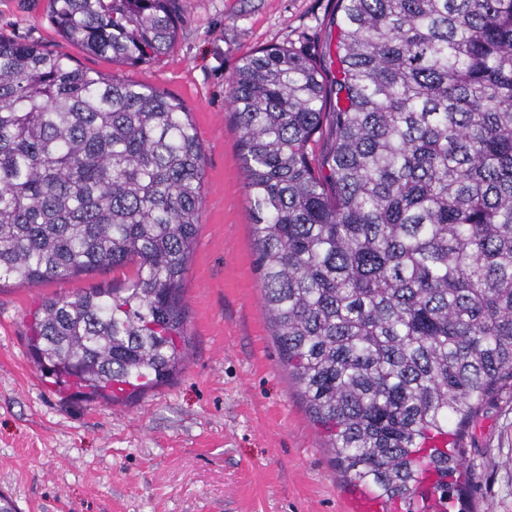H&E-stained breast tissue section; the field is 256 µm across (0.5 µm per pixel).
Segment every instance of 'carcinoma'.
Returning a JSON list of instances; mask_svg holds the SVG:
<instances>
[{
  "mask_svg": "<svg viewBox=\"0 0 512 512\" xmlns=\"http://www.w3.org/2000/svg\"><path fill=\"white\" fill-rule=\"evenodd\" d=\"M337 5L328 61L267 47L231 79L261 300L350 484L451 512L464 449L426 442L512 382V0ZM48 17L135 66L180 26L173 0ZM202 160L177 99L0 36V279L132 269L42 303L30 347L55 382L118 398L180 370Z\"/></svg>",
  "mask_w": 512,
  "mask_h": 512,
  "instance_id": "carcinoma-1",
  "label": "carcinoma"
}]
</instances>
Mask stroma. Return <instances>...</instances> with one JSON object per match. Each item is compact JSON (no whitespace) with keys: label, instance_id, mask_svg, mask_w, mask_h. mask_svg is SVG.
Here are the masks:
<instances>
[{"label":"stroma","instance_id":"stroma-1","mask_svg":"<svg viewBox=\"0 0 512 512\" xmlns=\"http://www.w3.org/2000/svg\"><path fill=\"white\" fill-rule=\"evenodd\" d=\"M49 0H0V36L177 98L203 148L204 196L185 274L189 360L170 384L87 401L31 358L43 301L108 288L105 269L30 287L0 281V487L18 512H357L260 299L251 204L228 109L245 56L288 45L321 61L336 0H177L174 49L129 66L86 53L48 21ZM468 512H512V383L467 427Z\"/></svg>","mask_w":512,"mask_h":512}]
</instances>
